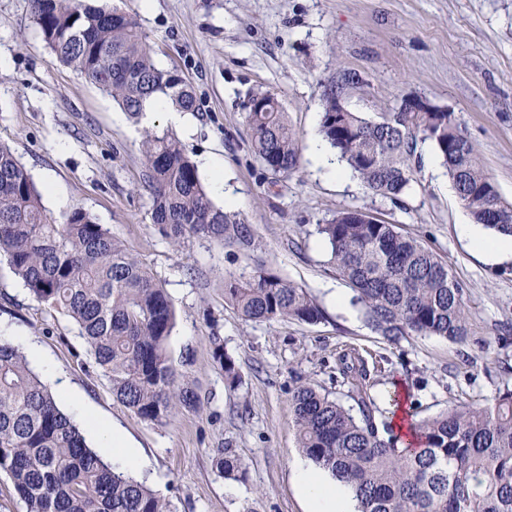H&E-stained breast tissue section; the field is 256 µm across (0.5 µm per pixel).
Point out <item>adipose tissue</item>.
Returning <instances> with one entry per match:
<instances>
[{"label":"adipose tissue","instance_id":"ef3b65f1","mask_svg":"<svg viewBox=\"0 0 512 512\" xmlns=\"http://www.w3.org/2000/svg\"><path fill=\"white\" fill-rule=\"evenodd\" d=\"M89 424L103 438L105 448L111 452L113 467L121 472L140 475L142 465L139 453L122 433L94 417L90 418ZM293 470L306 504V512H353L354 497L347 485L316 471L302 457L295 458Z\"/></svg>","mask_w":512,"mask_h":512}]
</instances>
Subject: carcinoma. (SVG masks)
Wrapping results in <instances>:
<instances>
[{
	"label": "carcinoma",
	"instance_id": "cac0c4a2",
	"mask_svg": "<svg viewBox=\"0 0 512 512\" xmlns=\"http://www.w3.org/2000/svg\"><path fill=\"white\" fill-rule=\"evenodd\" d=\"M31 14L59 62L100 86L132 117L163 97L195 111L186 81L158 67L136 18L86 0H29ZM355 76L338 68L323 82L321 133L370 192L392 201L414 178L417 144L430 142L474 222L512 236V204L504 201L452 112H382L367 120L336 111V85ZM248 108L255 157L286 177L299 167L297 133L271 92ZM143 180L151 221L174 246L190 238L254 249L250 225L217 207L197 166L171 132L146 135ZM336 273L356 293L371 328L387 343L410 336L468 339L464 288L448 266L398 227L358 209L317 225ZM39 302L64 311L80 328L112 396L141 420L166 422L197 406L178 383L168 351L175 310L163 285L132 250L83 209L56 223L12 150L0 144V254ZM224 299L247 321L314 324L322 309L294 282L263 266L224 276ZM213 362L234 388L235 360L214 342ZM336 370L358 414L308 383L293 394L297 447L346 483L357 512H512V389L488 403L459 406L410 422V436L378 427L359 352L345 349ZM219 472L245 475L225 448ZM25 512H173L170 502L133 476L117 472L88 447L79 425L30 368L20 346L0 340V474Z\"/></svg>",
	"mask_w": 512,
	"mask_h": 512
}]
</instances>
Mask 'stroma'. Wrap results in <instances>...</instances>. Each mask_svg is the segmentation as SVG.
Listing matches in <instances>:
<instances>
[{
  "mask_svg": "<svg viewBox=\"0 0 512 512\" xmlns=\"http://www.w3.org/2000/svg\"><path fill=\"white\" fill-rule=\"evenodd\" d=\"M134 15L161 68L191 86L196 111L179 139L191 159L215 157L224 192L213 195L255 237L243 255L198 238L172 246L150 220L143 186L145 127L95 84L54 61L29 0H0V142L11 147L62 222L81 208L109 228L165 284L176 312L169 351L196 409L166 423L141 420L113 396L78 327L36 301L0 258V340L31 341L88 410L124 430L142 452L144 480L175 512H305L292 461V397L311 383L338 398L336 354L359 351L379 407L432 416L487 403L512 387V258L485 260L460 232L471 217L430 143L417 147L414 179L399 201L372 195L355 175L329 179L310 152L320 138L323 80L337 67L360 76L345 105L367 119L419 94L454 113L501 196L512 202V0H105ZM274 93L299 136L300 166L273 176L255 157L246 119L249 97ZM347 209L368 210L415 238L448 265L464 290L469 338L460 346L419 336L393 346L359 306L340 307L336 274L318 224ZM266 264L305 288L323 310L314 324L254 322L224 301V276L247 262ZM219 337L242 376L224 383L211 358ZM228 448L246 468L228 478L215 465Z\"/></svg>",
  "mask_w": 512,
  "mask_h": 512,
  "instance_id": "stroma-1",
  "label": "stroma"
}]
</instances>
